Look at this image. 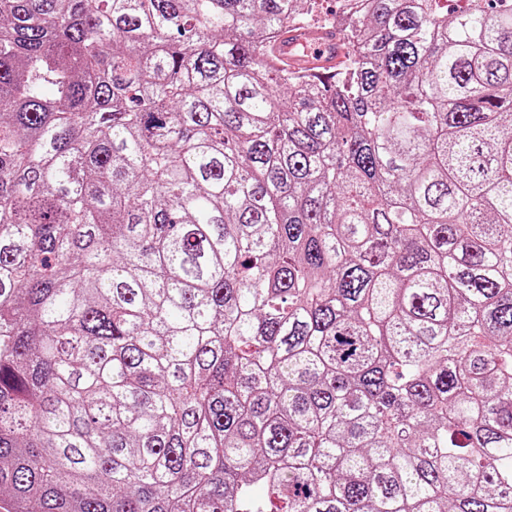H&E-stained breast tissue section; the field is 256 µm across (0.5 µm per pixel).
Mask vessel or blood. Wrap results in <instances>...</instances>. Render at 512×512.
I'll return each instance as SVG.
<instances>
[{
  "instance_id": "obj_1",
  "label": "vessel or blood",
  "mask_w": 512,
  "mask_h": 512,
  "mask_svg": "<svg viewBox=\"0 0 512 512\" xmlns=\"http://www.w3.org/2000/svg\"><path fill=\"white\" fill-rule=\"evenodd\" d=\"M348 52L343 34L333 28L289 26L275 43L274 55L283 68L330 75Z\"/></svg>"
}]
</instances>
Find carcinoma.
Segmentation results:
<instances>
[{
    "label": "carcinoma",
    "instance_id": "obj_1",
    "mask_svg": "<svg viewBox=\"0 0 512 512\" xmlns=\"http://www.w3.org/2000/svg\"><path fill=\"white\" fill-rule=\"evenodd\" d=\"M0 0L9 512H512V0ZM348 52L346 39L336 28L289 26L275 43L274 55L279 67L330 75L337 71Z\"/></svg>",
    "mask_w": 512,
    "mask_h": 512
}]
</instances>
